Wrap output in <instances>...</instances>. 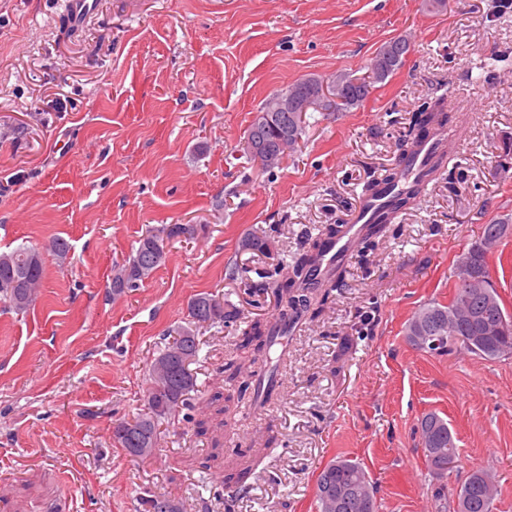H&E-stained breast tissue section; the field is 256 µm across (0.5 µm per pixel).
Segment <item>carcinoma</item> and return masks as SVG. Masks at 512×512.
<instances>
[{
	"label": "carcinoma",
	"mask_w": 512,
	"mask_h": 512,
	"mask_svg": "<svg viewBox=\"0 0 512 512\" xmlns=\"http://www.w3.org/2000/svg\"><path fill=\"white\" fill-rule=\"evenodd\" d=\"M411 44L405 36L397 37L381 45L373 58L368 75L356 78L346 72H338L327 79L322 77H306L272 93L267 100L275 97L288 98L290 103H300L318 94L322 82L336 87V100L321 102L318 111L332 110L344 112L360 105L370 94V90L378 83L385 82L404 63L410 52ZM449 115L444 98L422 103L413 119V126L408 139L401 145V152L394 167L382 179L372 182L367 191L374 197L383 194L405 176L403 164L427 140L436 139V149L427 159L426 167L407 186L406 190L393 196L386 205L377 222L367 224L357 241L363 251L375 247V239L394 222L399 213L410 207L426 190L428 184L437 176L446 160L450 146L439 137V133L447 127ZM309 125L307 114L301 112H259L250 125L247 133V144L276 147L282 140H288L292 153L299 147L306 128ZM344 225L334 224L327 229L325 238L314 240L305 253L295 258L288 266V277L283 280L259 281L253 285L255 291L272 290L276 296L288 300L291 312L280 314L278 323L281 332H288L294 325L305 318L310 310L314 297L321 296L325 302L336 288L340 287L344 265L336 266L326 277L315 278V270L326 242L341 235ZM153 230L148 229L138 239L132 255L123 264L113 267L112 280H117L125 271L126 265L138 264L129 281L133 286L112 289V296H120L132 288L139 287L153 273L165 264L167 253L158 256L152 254L151 238ZM33 248L19 246L11 251L0 252V299L9 303L17 311L28 309L35 300L36 289L44 279V263L29 262V252ZM478 267L486 279V287L477 291L455 276L453 292L448 304L438 302L427 303L418 308L405 327V336L411 337L415 332L424 336L447 337L443 352H451L456 348L462 336H480L477 349L470 353L485 359H496V350L503 346L512 348V314L509 313L501 297L490 279L488 257L477 255ZM191 324L230 325L240 318V311L235 305L224 299V295L202 293L194 297L190 303ZM185 326L173 329L176 338L165 343L157 358L166 360L165 377L160 378L154 370H149V386L145 396L151 397L150 413L135 416V425L124 435L115 437V442L130 456H138L137 449L144 450V457L153 454L147 435L154 437L160 434V423L169 421L188 406L189 393L192 389L185 386L184 370L179 360L170 355V349L186 350L189 357H198L199 347L195 339L182 336ZM247 340L261 338L259 348L270 354L275 345L276 331L269 328L264 331L261 325L254 323L244 331ZM436 430V449H424V460L429 470L436 473L448 471L447 465L455 462L458 457V446L448 423L440 415L430 412L420 421L422 434ZM343 484L352 490V496L342 506L336 508L324 498V493ZM462 493L468 497L467 512H493L497 488L489 474L477 469L473 471L463 484ZM316 501L318 512H377L373 486L359 463L338 458L330 461L319 472L316 479Z\"/></svg>",
	"instance_id": "obj_1"
}]
</instances>
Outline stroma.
<instances>
[{"label":"stroma","mask_w":512,"mask_h":512,"mask_svg":"<svg viewBox=\"0 0 512 512\" xmlns=\"http://www.w3.org/2000/svg\"><path fill=\"white\" fill-rule=\"evenodd\" d=\"M64 0H0V251L44 249L27 312L0 301V512H142L168 493L225 512L228 472L253 466L234 512H315L334 457L359 462L378 512H436L477 468L512 512V358L421 351L403 330L447 302L452 271L484 225L512 217V10L499 0H96L62 34ZM411 50L348 112L313 113L296 152L263 170L246 131L272 92L316 75L361 77L385 42ZM448 106V166L396 233L349 258L345 288L265 357L241 332L274 323L272 294L231 267L276 276L304 236L349 223L425 100ZM199 226L137 290L112 294V267L146 229ZM266 233L273 255L239 251ZM66 238L59 261L46 247ZM217 292L238 324L198 330L191 406L162 425L155 455L128 456L114 422L144 410L149 366L189 303ZM275 371L265 407L235 401L224 372ZM229 396L216 412L215 393ZM457 439L448 475L424 461L418 418ZM206 428H199V420Z\"/></svg>","instance_id":"obj_1"}]
</instances>
